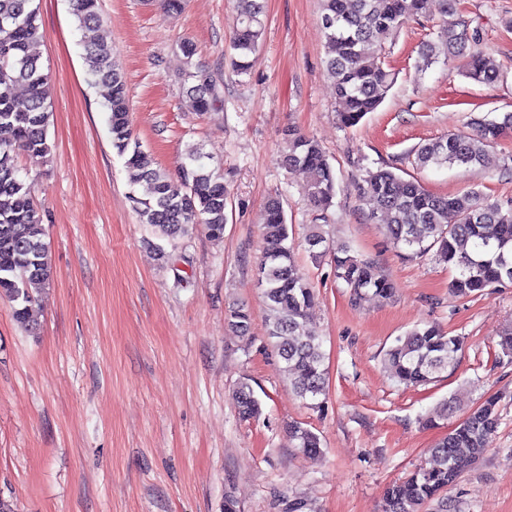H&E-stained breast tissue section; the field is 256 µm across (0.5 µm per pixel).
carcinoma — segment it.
I'll return each mask as SVG.
<instances>
[{
	"label": "carcinoma",
	"instance_id": "cac0c4a2",
	"mask_svg": "<svg viewBox=\"0 0 512 512\" xmlns=\"http://www.w3.org/2000/svg\"><path fill=\"white\" fill-rule=\"evenodd\" d=\"M34 0H0V297L14 303L18 324H30L34 292L50 283L51 265L44 242L43 218L31 184L19 175L20 150L49 151V77L42 70L37 46L43 37ZM83 31L84 62L91 84L99 90L109 112L112 147L124 158L128 181L146 183L150 195L133 198L141 223L169 239L187 236L201 225L214 240L224 237L228 193L224 177L209 168L201 151L175 178L154 167V161L133 137L129 98L123 73L112 50L94 32L100 23L98 0H71ZM321 23L326 38V72L342 108L345 127L358 124L374 112L393 87L395 73L387 67L386 45L410 19L422 13L424 0H321ZM265 27L263 0H238V18L229 49L237 75L249 72ZM186 59L187 94L197 111L216 110L219 95L212 74L192 63L193 43H181ZM464 61L465 76L485 85L495 84L498 66L475 48L467 23L444 28L437 39L423 46L417 69L423 72L444 60ZM27 92L23 103L17 87ZM512 133V112L494 120L475 122L472 134H450L419 144L414 163L429 166L476 167L487 148ZM283 164L303 175L310 204L323 210L336 194V171L313 139L294 128L284 133ZM361 197L372 219L382 218L387 235L397 248L424 256H437L456 271L449 289L468 296L487 287L512 284V206L503 208L472 189L463 194L436 195L415 178L389 169L366 172ZM263 250L257 271L267 306V336L284 363L283 372L297 396L310 405L322 404L327 393L326 354L323 340L308 327V312L315 299L310 282L298 270L280 197H270L263 210ZM304 241L310 257L318 261L329 253L319 224H311ZM332 263L336 278L345 282L353 299L386 300L390 283L370 260L336 245ZM250 315L240 307L230 310L228 326L248 333ZM462 342L435 326L415 327L395 339L386 353L393 378L406 385H425L459 362ZM238 414L245 420L260 413V402L250 384L241 382L234 394ZM498 397H487L429 450L430 463L392 482L385 490L382 512H420L436 502L447 505L446 494L473 465L476 455L499 425ZM304 455L320 452V440L310 430L288 426Z\"/></svg>",
	"mask_w": 512,
	"mask_h": 512
}]
</instances>
